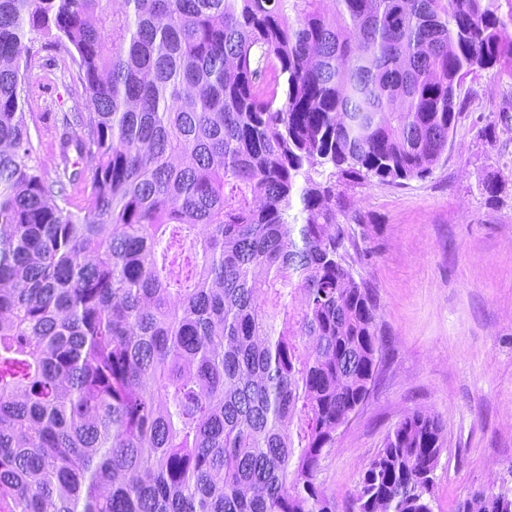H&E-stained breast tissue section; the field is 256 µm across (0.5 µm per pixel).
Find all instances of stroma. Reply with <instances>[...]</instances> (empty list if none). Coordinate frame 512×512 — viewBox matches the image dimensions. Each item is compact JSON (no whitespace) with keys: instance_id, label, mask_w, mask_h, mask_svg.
I'll list each match as a JSON object with an SVG mask.
<instances>
[{"instance_id":"stroma-1","label":"stroma","mask_w":512,"mask_h":512,"mask_svg":"<svg viewBox=\"0 0 512 512\" xmlns=\"http://www.w3.org/2000/svg\"><path fill=\"white\" fill-rule=\"evenodd\" d=\"M40 31L21 97L38 156L57 149L58 113L87 110L72 91L68 61ZM463 112L432 175L403 185L344 181L340 223L354 231L350 253L373 288L383 348L376 384L341 428L318 480L346 507L364 466L388 432L415 410L444 426L434 512H452L468 492L512 493V74L466 80ZM492 125L484 138L480 125ZM505 190L491 199L484 179Z\"/></svg>"}]
</instances>
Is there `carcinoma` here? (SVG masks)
<instances>
[{
	"label": "carcinoma",
	"mask_w": 512,
	"mask_h": 512,
	"mask_svg": "<svg viewBox=\"0 0 512 512\" xmlns=\"http://www.w3.org/2000/svg\"><path fill=\"white\" fill-rule=\"evenodd\" d=\"M118 2L0 0V512H336L321 461L381 353L336 181L432 174L466 77L512 70V0ZM36 30L90 103L51 177ZM445 445L405 415L348 512H434Z\"/></svg>",
	"instance_id": "carcinoma-1"
}]
</instances>
